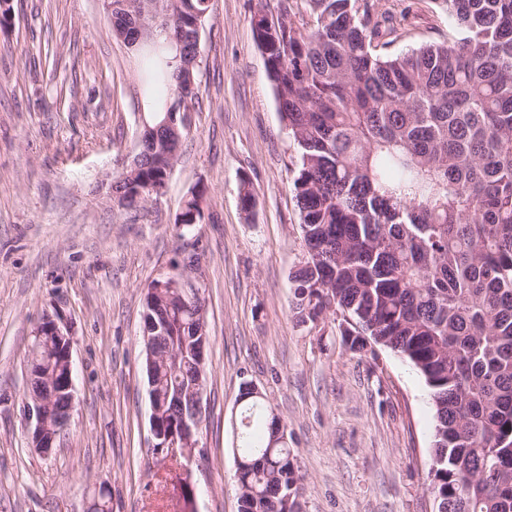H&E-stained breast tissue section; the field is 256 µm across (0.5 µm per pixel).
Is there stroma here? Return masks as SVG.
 <instances>
[{
    "label": "stroma",
    "mask_w": 512,
    "mask_h": 512,
    "mask_svg": "<svg viewBox=\"0 0 512 512\" xmlns=\"http://www.w3.org/2000/svg\"><path fill=\"white\" fill-rule=\"evenodd\" d=\"M395 51L447 40L432 0ZM200 36L198 104L159 199L113 204L106 184L137 152L142 58L112 35L102 0H13L0 34V512H79L106 489L112 512H176L153 498L156 459L142 336L144 289L196 243L190 279L209 344L194 512H238L243 385L287 426L302 512H434V409L421 375L383 348L356 353L339 314L300 323L304 255L293 177L298 150L253 34L259 0H211ZM257 205L246 213L240 188ZM205 189L199 223L176 217ZM72 333L74 408L60 445L31 446L29 358L44 315Z\"/></svg>",
    "instance_id": "stroma-1"
}]
</instances>
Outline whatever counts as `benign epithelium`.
I'll use <instances>...</instances> for the list:
<instances>
[{"mask_svg":"<svg viewBox=\"0 0 512 512\" xmlns=\"http://www.w3.org/2000/svg\"><path fill=\"white\" fill-rule=\"evenodd\" d=\"M40 326L43 335L55 339L58 345V369L54 377L47 379L41 374L38 359L41 355L33 351L30 368V381H39L43 393L27 402V422L33 432L35 447L46 453L54 447L70 419L74 407V382L72 367V338L66 326L57 315H46ZM200 340L195 347V359L198 374L191 384L187 395L177 394L176 398H188L190 414L182 416L178 426L168 432L159 431L155 415H150L151 432L155 439L152 449L160 460L166 462L172 455L189 458L198 447L203 398L205 393L204 351L207 343L206 326H201Z\"/></svg>","mask_w":512,"mask_h":512,"instance_id":"7a95c632","label":"benign epithelium"}]
</instances>
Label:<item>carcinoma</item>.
<instances>
[{"label":"carcinoma","mask_w":512,"mask_h":512,"mask_svg":"<svg viewBox=\"0 0 512 512\" xmlns=\"http://www.w3.org/2000/svg\"><path fill=\"white\" fill-rule=\"evenodd\" d=\"M111 0L112 33L140 51L145 92L164 110L195 106L192 39L210 0ZM453 19L446 43L386 52L409 32L390 0H279L259 12L281 120L297 146L293 191L306 263L294 276L299 317L332 307L373 344L405 358L434 407L428 470L437 509L512 512V0H434ZM174 44L171 66L165 46ZM148 114L151 155L113 178L121 207L164 193L174 137ZM205 192L178 220L200 219ZM322 281L325 289H312ZM155 299L158 420L195 376L196 305L176 288ZM239 512H300L294 449L276 442L261 399L240 395Z\"/></svg>","instance_id":"cac0c4a2"}]
</instances>
